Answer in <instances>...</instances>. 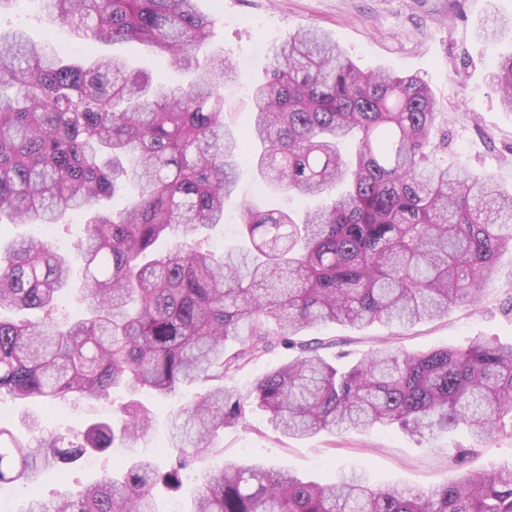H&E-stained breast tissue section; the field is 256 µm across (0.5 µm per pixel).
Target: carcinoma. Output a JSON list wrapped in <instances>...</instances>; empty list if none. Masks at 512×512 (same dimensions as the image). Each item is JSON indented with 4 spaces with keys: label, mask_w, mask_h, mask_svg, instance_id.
Returning a JSON list of instances; mask_svg holds the SVG:
<instances>
[{
    "label": "carcinoma",
    "mask_w": 512,
    "mask_h": 512,
    "mask_svg": "<svg viewBox=\"0 0 512 512\" xmlns=\"http://www.w3.org/2000/svg\"><path fill=\"white\" fill-rule=\"evenodd\" d=\"M42 15L87 43L71 59L23 29L0 30V220L59 223L87 216L72 253L45 237L0 245V395L102 399L115 389L166 397L234 377L276 346L293 351L246 392L224 385L174 423L176 465L139 457L102 480L27 512H155L154 490L217 451L224 429L259 410L283 435L396 425L411 436L465 428L512 437V343L377 350L352 366L303 332L325 323L409 327L476 305L512 251V192L464 165L441 163L438 112L413 75L359 68L328 35L302 29L277 47L250 88L245 138L224 122V81L200 49L214 19L197 0H43ZM137 42L185 74L171 86L97 43ZM489 80L512 111V54ZM303 212L238 200L241 162ZM123 199L119 208L106 204ZM239 207L249 246L221 254L200 236ZM83 317L58 316L74 274ZM138 400L77 440L0 426V485L129 444L153 428ZM187 512H512V459L431 491L373 486L355 476L305 481L286 469L212 470Z\"/></svg>",
    "instance_id": "1"
}]
</instances>
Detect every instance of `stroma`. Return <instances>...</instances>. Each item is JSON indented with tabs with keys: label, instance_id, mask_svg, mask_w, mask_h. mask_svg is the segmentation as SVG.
<instances>
[{
	"label": "stroma",
	"instance_id": "1",
	"mask_svg": "<svg viewBox=\"0 0 512 512\" xmlns=\"http://www.w3.org/2000/svg\"><path fill=\"white\" fill-rule=\"evenodd\" d=\"M199 6L215 20L206 46L208 57L228 58L236 68L235 79L224 85L226 121L232 128L240 130L246 124L249 90L263 76L272 47L312 26L327 32L361 68L382 67L420 78L437 103L435 136L448 141L441 154L444 162L467 165L512 188V112L503 108L487 81L493 60L512 53V33L495 44L477 34L489 15L512 17V0H199ZM16 27L27 30L34 40L50 39L59 53L70 55L76 49L67 32L50 30L28 0H18L12 11L0 16V28ZM511 297L512 252L508 251L500 256L496 275L478 305L454 307L445 317L406 329L380 323L361 330L328 324L310 329L309 334L335 339L325 355L345 363L386 345L414 353L462 346L475 336L510 344L512 313L505 302ZM208 389V384L199 383L160 401L143 396V403L156 412L152 430L129 447L56 467V479L39 484L41 498L54 502L133 455H149L168 465L172 422ZM128 399L119 389L106 399L58 401L48 408L36 399L16 402L0 395V420L18 434L26 433L35 420L73 436L88 420L116 414ZM221 446L220 452L191 464L181 489L163 492L161 512H185L197 473L223 462H259L321 483L335 481L340 472L357 471L375 484L428 490L512 456V438L479 443L463 429L422 440L378 427L289 438L276 434L257 412L249 414L245 426L225 429Z\"/></svg>",
	"mask_w": 512,
	"mask_h": 512
}]
</instances>
